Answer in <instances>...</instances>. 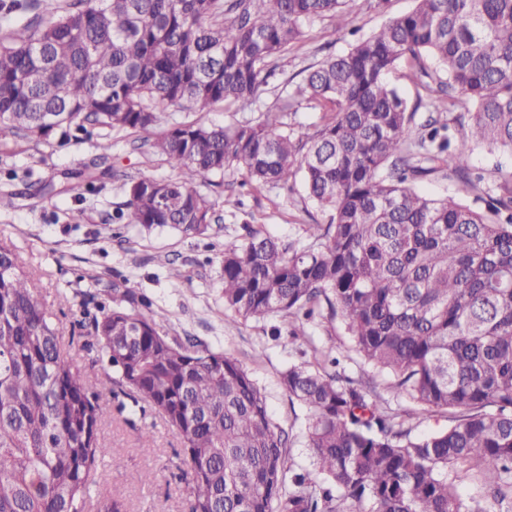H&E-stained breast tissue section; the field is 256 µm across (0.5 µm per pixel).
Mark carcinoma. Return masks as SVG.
<instances>
[{"label":"carcinoma","mask_w":512,"mask_h":512,"mask_svg":"<svg viewBox=\"0 0 512 512\" xmlns=\"http://www.w3.org/2000/svg\"><path fill=\"white\" fill-rule=\"evenodd\" d=\"M415 2L306 69L288 107L330 116L305 139L282 112L224 127L165 115L250 108L304 24L342 20L347 0H71L31 18L0 3L1 133L105 130L95 166L112 157L108 133L143 135L178 176L129 179L118 218L186 237L212 230L199 180L233 166L250 184L301 179L327 223L288 241L244 225L220 254L224 310L287 325L294 346L325 307L348 351L415 405H384L334 346L281 371L306 413L316 480L290 459L252 375L170 334L143 295L126 290L94 313L82 303L101 372L65 360L25 263L0 244V512H92L108 453L100 400L114 386L182 439L189 512H490L459 495L477 477L489 498L512 501V174L490 188L470 163L472 143L512 153V0ZM425 55L446 80L428 82ZM403 60L429 108L414 131L387 80ZM433 174L488 194L486 211L417 191ZM437 411L447 428L415 435L413 420Z\"/></svg>","instance_id":"carcinoma-1"}]
</instances>
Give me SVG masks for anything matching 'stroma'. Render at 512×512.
<instances>
[{
    "label": "stroma",
    "instance_id": "stroma-1",
    "mask_svg": "<svg viewBox=\"0 0 512 512\" xmlns=\"http://www.w3.org/2000/svg\"><path fill=\"white\" fill-rule=\"evenodd\" d=\"M414 6V0H349L343 30H336L328 17L306 23L303 42L277 60L275 76L251 108L227 112L220 106L204 111L173 106L168 119L221 126L259 123L283 105L303 69L347 51L357 38ZM98 141L95 135L73 144L57 137L36 141L0 134V182L8 173L17 175L13 206L0 210V243L20 254L39 299L62 335L72 337L67 358L85 368L95 359L76 334L84 299L111 302L116 284L146 295L171 334L197 337L238 359L263 388L274 422L289 433L291 458L309 464L305 413L289 401L278 381L280 371L302 356L272 339L269 323L245 321L225 311L217 255L225 243L240 237L243 225L262 224L291 240L298 238L301 225L326 223L325 214L307 200L301 184L289 191L246 186L241 171L231 168L197 183L199 192L215 205L217 221L210 235L141 233L117 218L126 201L124 182L140 176L173 178L177 172L137 135L120 131L112 135L110 173L89 188L66 179V172L97 155ZM63 293L70 305H60ZM102 407L101 437L108 453L101 463L98 495L121 502L122 512H187L189 492L180 478L186 460L181 439L152 408L133 404L124 395H104ZM144 430L152 432L153 447H140ZM148 469L155 478L145 484L140 475Z\"/></svg>",
    "mask_w": 512,
    "mask_h": 512
}]
</instances>
